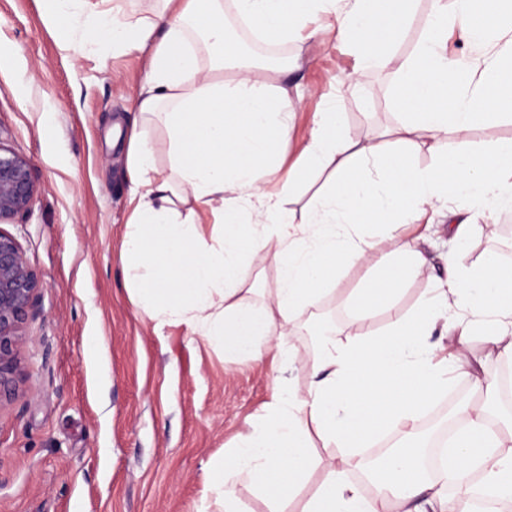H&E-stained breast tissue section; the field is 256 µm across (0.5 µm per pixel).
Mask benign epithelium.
<instances>
[{"label":"benign epithelium","instance_id":"benign-epithelium-1","mask_svg":"<svg viewBox=\"0 0 512 512\" xmlns=\"http://www.w3.org/2000/svg\"><path fill=\"white\" fill-rule=\"evenodd\" d=\"M35 195L31 161L0 146V222L28 211ZM41 288L19 242L0 230V398L18 392L28 343L26 322Z\"/></svg>","mask_w":512,"mask_h":512}]
</instances>
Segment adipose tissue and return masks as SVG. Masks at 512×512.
Masks as SVG:
<instances>
[{
  "label": "adipose tissue",
  "instance_id": "ef3b65f1",
  "mask_svg": "<svg viewBox=\"0 0 512 512\" xmlns=\"http://www.w3.org/2000/svg\"><path fill=\"white\" fill-rule=\"evenodd\" d=\"M94 35L129 51L149 50L137 98L141 121L127 141L126 162L136 202L128 220L125 280L145 316L184 322L222 343L229 356L271 353L289 364L283 346L298 316L347 261L374 264L377 275L359 291L351 322L357 333L339 340L335 325L314 336L306 390L285 386L231 451L233 466L267 498L271 512L293 499L310 470L309 448L320 439L335 454L301 512H471L476 486L512 502V445L488 418L497 387L470 359L469 341L482 334L512 357V267L495 254L463 263L472 227L452 228L456 252L433 295L383 333L359 327L379 312L384 291L424 275L430 262L416 240L393 239V258L374 259L364 229L394 232L423 207L512 204V148L494 143L449 148L448 135L499 122L512 112V0H434L417 52L405 65L393 103L398 127L363 145L344 129L339 112L319 113L295 163L332 169L333 178L302 217L285 211L294 178L280 179L281 147L290 138L296 102L282 86L258 80L269 62L246 56L224 32V0H162L150 18H133L126 0H101ZM335 14L336 37L357 51L344 83L384 67L408 22L410 0H323ZM240 17L263 36L287 39L303 26L300 0H233ZM475 47L469 62L448 56L447 35ZM160 122L169 176L158 172L148 127ZM426 143L435 158L420 168L404 155ZM188 212L175 209V202ZM256 219H241L243 209ZM212 213L219 233L207 244L198 213ZM261 239L281 257L279 274L261 303L244 301L243 243ZM470 319L452 325L448 310ZM466 377L484 396L464 409V424L447 444L446 463L429 475L414 453L387 456L372 471L375 495L350 481L365 448L379 435L415 429L422 407Z\"/></svg>",
  "mask_w": 512,
  "mask_h": 512
}]
</instances>
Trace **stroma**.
Here are the masks:
<instances>
[{"label":"stroma","instance_id":"35a3bbf8","mask_svg":"<svg viewBox=\"0 0 512 512\" xmlns=\"http://www.w3.org/2000/svg\"><path fill=\"white\" fill-rule=\"evenodd\" d=\"M96 2L50 22L42 0H0V45L9 52L0 62V146L32 160L38 187L30 209L0 230L18 240L42 281L19 394L0 405V512H202L213 465L228 460L272 400L275 377L308 386L310 338H290L298 358L277 376L269 355L226 356L187 324L149 320L132 302L123 276L131 207L122 138L149 53L90 39ZM431 8V0H413L390 63L354 94L341 81L356 56L337 41L332 13L313 15L301 36L259 39L269 56L288 61L269 81L302 96L282 149L287 161L328 105L365 143L400 122L396 78ZM426 220L398 233L427 235L431 276L401 285L393 310L380 311L368 330L384 331L392 315L409 314L427 296L455 248L450 225L473 227L469 266L512 234V209L461 204ZM487 224L496 235L484 233ZM370 276L367 265L347 264L301 322L346 328L348 299Z\"/></svg>","mask_w":512,"mask_h":512}]
</instances>
